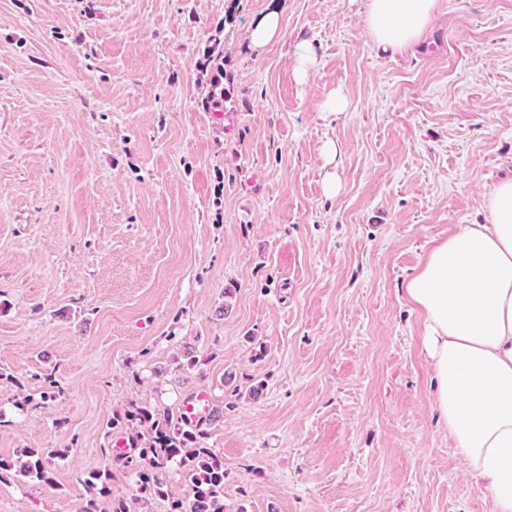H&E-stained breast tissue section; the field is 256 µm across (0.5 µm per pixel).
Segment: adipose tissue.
<instances>
[{
	"label": "adipose tissue",
	"instance_id": "1",
	"mask_svg": "<svg viewBox=\"0 0 512 512\" xmlns=\"http://www.w3.org/2000/svg\"><path fill=\"white\" fill-rule=\"evenodd\" d=\"M436 0H367L370 37L398 52ZM487 221L436 244L407 279L448 437L494 512H512V179L484 199Z\"/></svg>",
	"mask_w": 512,
	"mask_h": 512
}]
</instances>
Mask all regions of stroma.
Segmentation results:
<instances>
[{
    "mask_svg": "<svg viewBox=\"0 0 512 512\" xmlns=\"http://www.w3.org/2000/svg\"><path fill=\"white\" fill-rule=\"evenodd\" d=\"M228 4L0 0V460L66 452L51 483L1 478L0 512H80L134 451L113 416L197 390L228 512H493L404 286L512 175V0H437L394 54L365 0ZM280 29V17L277 13L266 14L253 28L251 41L255 49L267 46L278 34ZM203 68L209 70L213 77L212 89L210 92V105L215 112H223L226 110V104L229 99V94L224 90H218L220 77L224 76V56H209L203 62Z\"/></svg>",
    "mask_w": 512,
    "mask_h": 512,
    "instance_id": "obj_1",
    "label": "stroma"
}]
</instances>
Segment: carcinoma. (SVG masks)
I'll use <instances>...</instances> for the list:
<instances>
[{"label": "carcinoma", "instance_id": "obj_1", "mask_svg": "<svg viewBox=\"0 0 512 512\" xmlns=\"http://www.w3.org/2000/svg\"><path fill=\"white\" fill-rule=\"evenodd\" d=\"M203 68L210 71L213 84L210 105L217 111L226 110L229 94L219 89L224 75V58L209 56ZM128 428L144 427L148 437L139 448L138 456H117L113 464L92 473L86 481V497L81 512H128L122 497L112 495L113 469L128 470L137 477L138 490L168 500L167 512H226L224 505V459L208 446V423L188 425L179 413L158 412L147 405L131 403L123 413L112 417V424ZM19 471L29 480L51 482L52 468L65 453L59 450L39 451L27 448L22 453ZM183 468L191 494L175 497L165 489L163 470L170 462Z\"/></svg>", "mask_w": 512, "mask_h": 512}]
</instances>
